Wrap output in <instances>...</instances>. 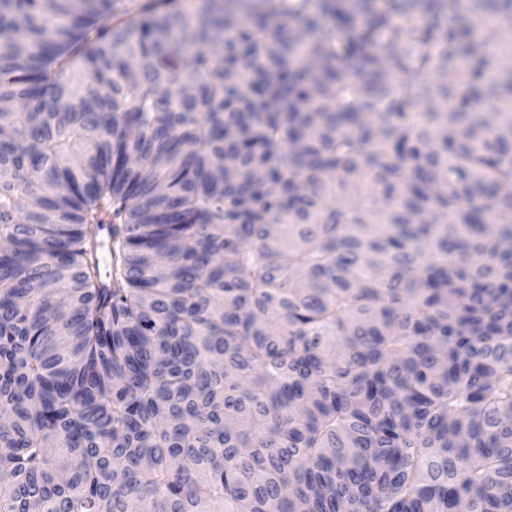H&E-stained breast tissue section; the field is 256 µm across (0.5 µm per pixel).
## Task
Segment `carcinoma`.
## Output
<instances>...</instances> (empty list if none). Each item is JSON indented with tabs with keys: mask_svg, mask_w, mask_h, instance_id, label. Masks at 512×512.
Listing matches in <instances>:
<instances>
[{
	"mask_svg": "<svg viewBox=\"0 0 512 512\" xmlns=\"http://www.w3.org/2000/svg\"><path fill=\"white\" fill-rule=\"evenodd\" d=\"M511 27L0 0V512H512Z\"/></svg>",
	"mask_w": 512,
	"mask_h": 512,
	"instance_id": "carcinoma-1",
	"label": "carcinoma"
}]
</instances>
